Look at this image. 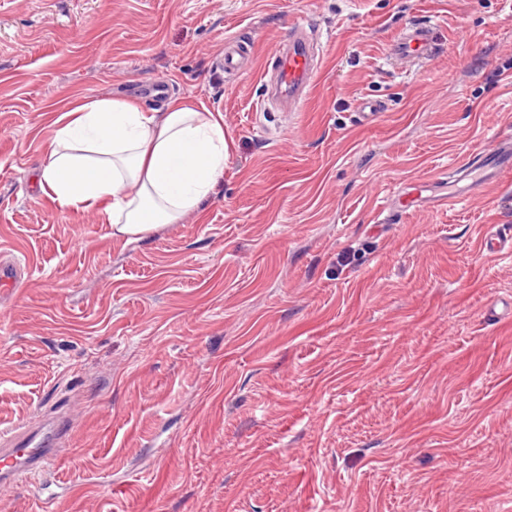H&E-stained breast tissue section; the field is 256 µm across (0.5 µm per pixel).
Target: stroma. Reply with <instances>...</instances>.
<instances>
[{"label": "stroma", "instance_id": "35a3bbf8", "mask_svg": "<svg viewBox=\"0 0 512 512\" xmlns=\"http://www.w3.org/2000/svg\"><path fill=\"white\" fill-rule=\"evenodd\" d=\"M423 16L444 49L394 70ZM317 39L297 112L262 111L291 20ZM252 68L218 65L225 38ZM224 115L215 195L138 244L32 181L50 124L146 87ZM385 112L357 123L358 105ZM512 138V0H0V431L70 419L52 512H512V174L375 214ZM251 45L239 37L226 38L224 40V72L238 74L249 60Z\"/></svg>", "mask_w": 512, "mask_h": 512}]
</instances>
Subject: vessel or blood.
<instances>
[{
	"instance_id": "obj_1",
	"label": "vessel or blood",
	"mask_w": 512,
	"mask_h": 512,
	"mask_svg": "<svg viewBox=\"0 0 512 512\" xmlns=\"http://www.w3.org/2000/svg\"><path fill=\"white\" fill-rule=\"evenodd\" d=\"M443 50L437 24L432 21L412 22L404 26L390 43L388 59L392 65H422L435 59ZM251 45L238 37L224 41V70L236 74L249 60ZM272 82L263 89L261 102L275 100L299 111L307 101L319 74L313 63L311 48L303 22L291 23L288 40L272 55L266 68ZM459 179L448 186L445 196L423 195L420 187L393 195L384 208L385 221L406 214L412 209L455 203L462 191L496 183L502 173L512 171V141L494 139L484 150L471 154L458 167ZM68 432L63 421H52L8 434L5 447L0 448V482L9 484L25 473L51 467L60 456Z\"/></svg>"
}]
</instances>
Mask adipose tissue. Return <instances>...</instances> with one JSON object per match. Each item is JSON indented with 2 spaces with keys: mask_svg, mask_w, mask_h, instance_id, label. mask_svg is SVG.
<instances>
[{
  "mask_svg": "<svg viewBox=\"0 0 512 512\" xmlns=\"http://www.w3.org/2000/svg\"><path fill=\"white\" fill-rule=\"evenodd\" d=\"M227 158L221 113L181 97L146 112L107 96L65 107L37 180L59 209L96 210L133 244L198 211Z\"/></svg>",
  "mask_w": 512,
  "mask_h": 512,
  "instance_id": "adipose-tissue-1",
  "label": "adipose tissue"
}]
</instances>
